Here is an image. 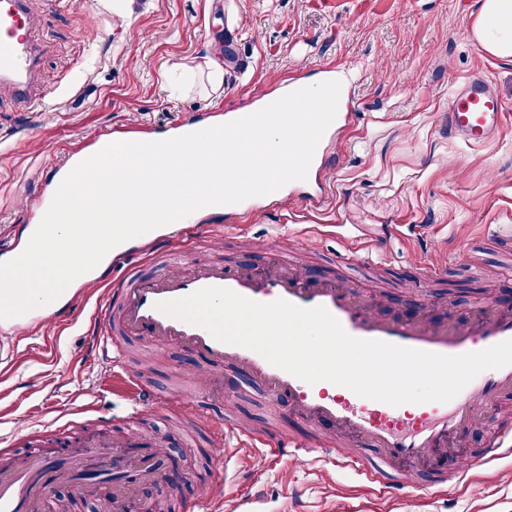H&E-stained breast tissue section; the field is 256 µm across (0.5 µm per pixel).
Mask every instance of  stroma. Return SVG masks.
Wrapping results in <instances>:
<instances>
[{
  "mask_svg": "<svg viewBox=\"0 0 512 512\" xmlns=\"http://www.w3.org/2000/svg\"><path fill=\"white\" fill-rule=\"evenodd\" d=\"M39 65L54 76L56 109L36 114L9 88H0V244L22 232L25 200L51 176L65 150L95 135L138 124L161 133L179 121L203 122L235 112L285 85L322 80L351 90V126L337 137V164L328 176L335 193L320 213L303 203L263 205L247 225L228 233L225 264L262 269L267 253L255 238L294 246L307 226L333 224L335 234L297 255L310 281L352 274L354 291L376 313L408 320L427 315L447 324L480 317L485 284L512 286V252L488 233L512 225V59L487 57L472 36L479 0H29ZM237 61L226 64L225 48ZM222 65L220 80L197 72L203 59ZM483 76L501 99L505 130L484 145L449 133L451 97L472 76ZM381 249L364 254L352 271L338 264L364 236ZM450 254L428 291L411 288L415 256ZM37 327L0 344V467L15 438H42L61 429L71 441L120 418L129 400L108 385L86 324ZM127 364L156 392L190 403L204 400L208 421L231 418L266 429L302 434L287 401L265 404L260 386L233 370L200 396L191 382L198 362L174 345L130 338ZM142 429L160 438L166 467L183 483L148 482L163 512L221 492L231 512L250 501L252 512H512V460L501 459L468 490L433 498L404 496L382 504L352 471L328 462L300 466L258 449H231L223 466L211 460L206 423L166 413Z\"/></svg>",
  "mask_w": 512,
  "mask_h": 512,
  "instance_id": "obj_1",
  "label": "stroma"
}]
</instances>
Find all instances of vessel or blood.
Wrapping results in <instances>:
<instances>
[{
	"label": "vessel or blood",
	"mask_w": 512,
	"mask_h": 512,
	"mask_svg": "<svg viewBox=\"0 0 512 512\" xmlns=\"http://www.w3.org/2000/svg\"><path fill=\"white\" fill-rule=\"evenodd\" d=\"M31 29L26 0H0V84L10 85L17 99L27 103L33 101L29 84L37 73ZM349 103L348 92H341L336 125L325 131L316 148L308 173V181L315 189L301 198L309 211H321L328 197L323 173L328 168L329 147L335 142L338 129L346 125ZM36 104L42 110L48 107L44 100ZM503 122L502 103L482 79H472L449 104L450 130L465 134L469 142H489ZM88 157L85 151L71 153L54 167L49 181L30 199L35 220H42L60 184ZM253 205L249 198L234 204L206 206L202 212L208 219L220 220L245 215ZM187 237V225L175 221L108 253L110 267L124 266L136 259L141 267L125 273L116 299L97 304L94 323L89 328L96 344L111 353L117 368L125 364L119 342L123 336H140L159 345L187 348L200 361L197 385H209L216 369L228 365L261 385L270 403L289 400L297 420L311 425L329 422L336 428V440L330 443L303 441L285 432L273 438L222 422L210 427L215 456H223L224 443L230 437L244 447L262 448L267 457L303 462L316 454L331 456L379 495L395 499L446 492L449 486L463 484L472 469L512 453V427L506 426L477 456L463 462L435 460L436 453L446 449L449 440L481 425L500 396L512 393V365L481 372L449 402L392 406L327 381L308 384L271 365L256 351L221 342L206 329L157 308L158 303L205 287H225L260 303L283 299L302 308L325 307L345 332L357 339L455 356L512 340L511 305L495 306L479 320L460 324L385 319L361 303L350 285L333 280L311 283L299 270L277 258L260 270L233 268L221 262L203 267L189 264L184 249ZM99 286L98 279L88 278L60 307L47 304L21 316L0 319V330L21 335L57 315L74 316L79 304ZM125 385L133 395V409L120 419L119 431L89 435L74 448L67 447L57 435L46 451L25 455L14 465L0 469V512H40L51 499L56 482L77 478L89 495L111 488L113 512H137V485L161 477L164 462L161 441L139 431L136 416L160 408L181 415L185 409L170 397L155 393L136 376H128ZM425 466L431 469L430 478L422 481L418 473Z\"/></svg>",
	"instance_id": "obj_1"
}]
</instances>
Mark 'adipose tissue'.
Listing matches in <instances>:
<instances>
[{"mask_svg": "<svg viewBox=\"0 0 512 512\" xmlns=\"http://www.w3.org/2000/svg\"><path fill=\"white\" fill-rule=\"evenodd\" d=\"M472 31L486 54L512 59V0H481Z\"/></svg>", "mask_w": 512, "mask_h": 512, "instance_id": "adipose-tissue-1", "label": "adipose tissue"}]
</instances>
